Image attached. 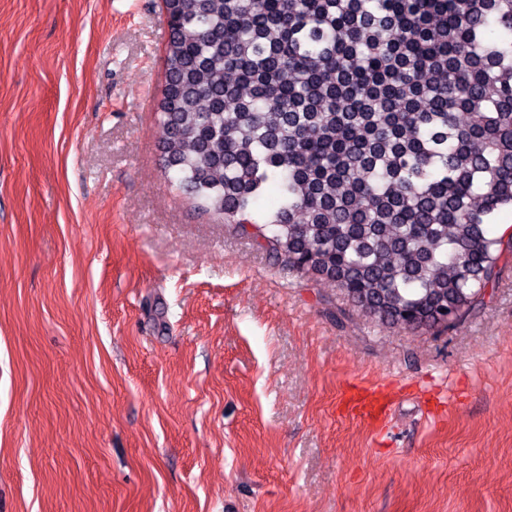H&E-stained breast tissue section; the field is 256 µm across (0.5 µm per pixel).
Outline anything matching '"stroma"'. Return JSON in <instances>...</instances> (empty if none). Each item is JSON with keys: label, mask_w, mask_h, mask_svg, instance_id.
<instances>
[{"label": "stroma", "mask_w": 512, "mask_h": 512, "mask_svg": "<svg viewBox=\"0 0 512 512\" xmlns=\"http://www.w3.org/2000/svg\"><path fill=\"white\" fill-rule=\"evenodd\" d=\"M167 40L0 0V512H512V261L450 329L337 318L170 183Z\"/></svg>", "instance_id": "obj_1"}]
</instances>
